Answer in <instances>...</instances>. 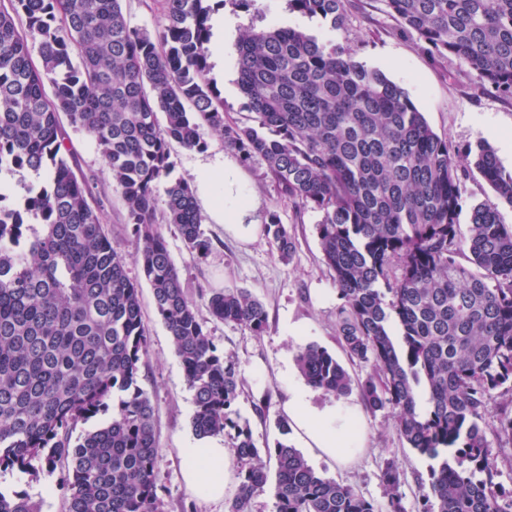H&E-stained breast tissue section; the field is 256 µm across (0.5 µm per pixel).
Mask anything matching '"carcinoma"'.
I'll return each instance as SVG.
<instances>
[{
    "label": "carcinoma",
    "instance_id": "obj_1",
    "mask_svg": "<svg viewBox=\"0 0 512 512\" xmlns=\"http://www.w3.org/2000/svg\"><path fill=\"white\" fill-rule=\"evenodd\" d=\"M9 2L0 8V167L41 181L19 208L0 189V469L35 478L68 459L66 512H160L156 409L139 385L148 353L140 284L68 162L64 115L95 139L121 194L135 262L193 391L194 433L235 431L238 486L227 512H252L263 494L274 512H405L404 472L394 461L382 469L381 509L320 476L286 440L257 448L233 409L236 362L205 333L156 219L163 210L198 259L212 252L192 187L175 180L156 195L173 166L170 144L202 149L208 133L242 161L264 162L297 211L322 214V261L342 300L338 341L370 371L354 383L327 349L307 344L296 355L300 375L337 396L357 386L366 408L394 412L410 447L438 460L421 483L422 512H512L486 435L490 427L512 444V228L486 202L471 208L468 237L459 232L462 155L512 206V171L493 147L479 139L455 148L383 71L289 23L239 37L237 85L253 124L225 120L206 50L224 0H162L153 34L129 26L122 0ZM350 2L288 6L336 30ZM384 2L432 53L454 56L483 90L512 99V0ZM265 231L289 260L288 227L274 214ZM206 306L256 335L267 328L265 305L246 289L214 290ZM498 389L508 401L491 425ZM109 411L110 421L70 445L78 424ZM0 512L41 508L0 489Z\"/></svg>",
    "mask_w": 512,
    "mask_h": 512
}]
</instances>
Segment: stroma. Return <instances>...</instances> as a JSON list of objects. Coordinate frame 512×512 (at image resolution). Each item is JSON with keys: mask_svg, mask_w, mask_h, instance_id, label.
Returning <instances> with one entry per match:
<instances>
[{"mask_svg": "<svg viewBox=\"0 0 512 512\" xmlns=\"http://www.w3.org/2000/svg\"><path fill=\"white\" fill-rule=\"evenodd\" d=\"M223 11L225 17L233 19L234 27L226 36L224 61L212 64L211 76L224 99L227 116L239 120L249 114L236 84L234 46L240 33L272 21L290 23L317 35L324 33L325 28L319 19L290 12L288 0H254L249 7L239 5L237 0H226ZM335 37L337 42L351 47L357 61L382 70L403 87L436 134L461 147L486 139L495 148L503 167L512 170V147L502 141L503 134L512 133V100L482 91L475 77L454 56H432L417 34L402 33L399 23L387 13L383 0H353L348 25L336 31ZM64 132L70 164L77 176L86 179L90 201L101 215L106 235L119 251L133 256L137 243L125 222L121 195L112 186L93 138L69 125ZM206 141L201 150L172 144L173 169L169 180L181 179L191 184L204 231L213 239L215 248L200 260L186 247L175 226L163 225L162 232L187 295L199 308L205 332L218 350L237 363L243 388L235 408L249 420L255 444L261 449L271 448L285 438L294 445L298 442L295 433L281 435L276 422L283 415L282 404L288 398L289 384L302 380L295 360L298 347L312 343L326 348L347 365L356 380L365 377L367 367L350 364L337 341L339 299L319 248L316 226L320 213L310 209L295 212L272 179L266 177L263 162H241L218 136L207 135ZM221 162L235 169L238 187L250 201L244 218L253 227L249 235L230 231L215 220L210 197L221 193V186L209 190L201 186L202 167ZM169 180L158 183V192H165ZM461 192L468 209L486 201L497 202L491 186L474 170L462 179ZM497 204L502 224L512 227V206ZM468 209L460 216L464 227L470 222ZM273 212L296 238V249L287 262L277 257L265 234ZM128 273L141 283L140 300L149 339L140 385L156 407L162 512H226V500L233 496L235 482H228L222 499L213 500L195 494L185 481L179 450L194 439L193 393L155 311L151 289L141 282L136 265H129ZM222 288H244L259 298L269 314L266 332L257 336L247 328L213 318L205 299L211 291ZM265 397L269 398L270 407L267 415L261 417L254 406ZM312 403L320 409L356 408L359 448L348 462L311 454L307 457L309 464L323 477L353 485L367 498L380 503L384 500L380 472L387 460H396L406 477L401 487L406 510L418 512L422 494L418 480L427 476L433 461L409 448L393 415L386 410L370 411L355 392L337 397L317 389ZM67 467V462H60L54 473L43 472L35 478L0 469V486L27 493L40 502L42 512H65L67 489L62 475Z\"/></svg>", "mask_w": 512, "mask_h": 512, "instance_id": "stroma-1", "label": "stroma"}]
</instances>
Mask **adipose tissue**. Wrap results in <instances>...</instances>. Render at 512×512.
<instances>
[{"label":"adipose tissue","mask_w":512,"mask_h":512,"mask_svg":"<svg viewBox=\"0 0 512 512\" xmlns=\"http://www.w3.org/2000/svg\"><path fill=\"white\" fill-rule=\"evenodd\" d=\"M202 178L223 183L224 191L213 199L212 209L225 225L240 229L249 202L237 190L233 169L210 166L203 170ZM311 397V391L305 386L296 384L290 387L284 407L290 425L297 430L304 444L319 454L339 460L352 458L359 446L353 427L355 410H320L312 406ZM180 453L189 487L199 496L222 498L230 475L224 447L214 442L191 441L181 448Z\"/></svg>","instance_id":"obj_1"}]
</instances>
